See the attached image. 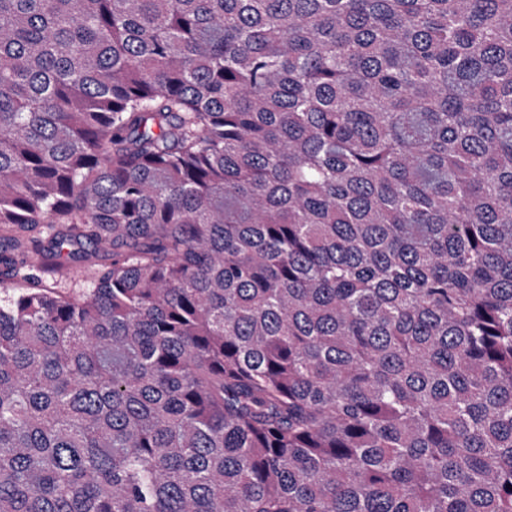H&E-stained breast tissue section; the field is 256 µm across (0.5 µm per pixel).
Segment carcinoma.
<instances>
[{"mask_svg":"<svg viewBox=\"0 0 512 512\" xmlns=\"http://www.w3.org/2000/svg\"><path fill=\"white\" fill-rule=\"evenodd\" d=\"M0 264V512H512V0H0ZM97 268L87 269L77 264H65L43 275L46 284L56 288L63 295H79L90 285L91 277Z\"/></svg>","mask_w":512,"mask_h":512,"instance_id":"1","label":"carcinoma"}]
</instances>
